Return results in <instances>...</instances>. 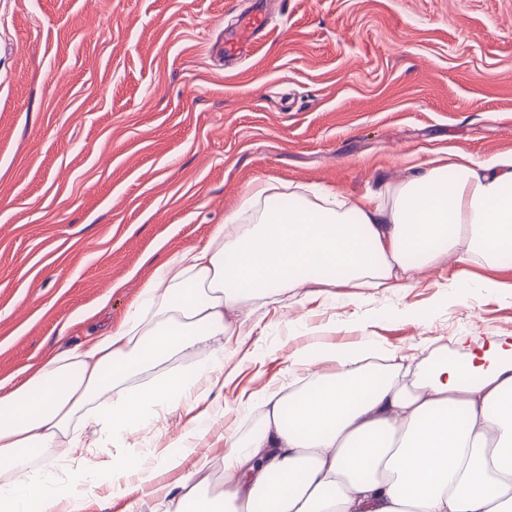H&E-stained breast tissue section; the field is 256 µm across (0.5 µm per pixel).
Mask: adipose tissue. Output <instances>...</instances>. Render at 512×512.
<instances>
[{"instance_id":"adipose-tissue-1","label":"adipose tissue","mask_w":512,"mask_h":512,"mask_svg":"<svg viewBox=\"0 0 512 512\" xmlns=\"http://www.w3.org/2000/svg\"><path fill=\"white\" fill-rule=\"evenodd\" d=\"M394 187L355 198L302 187V204L269 207L257 182L207 239L156 266L116 326L0 380V512H83L88 486L135 476L125 512H512V340L378 364L379 346L314 345L296 384L243 402L262 428L229 437L212 497L206 465L171 491L156 468L195 454L211 418L208 389L244 333L249 302L288 293L332 301L340 288H410L457 257L496 265L512 254V156L452 153L411 165ZM235 225L226 233V225ZM204 357L172 370L174 356ZM334 373H322V364ZM155 377L132 383L134 372ZM197 409L167 447L100 460L129 439ZM42 463L26 468L30 452Z\"/></svg>"}]
</instances>
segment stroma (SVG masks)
Wrapping results in <instances>:
<instances>
[{"label":"stroma","mask_w":512,"mask_h":512,"mask_svg":"<svg viewBox=\"0 0 512 512\" xmlns=\"http://www.w3.org/2000/svg\"><path fill=\"white\" fill-rule=\"evenodd\" d=\"M253 0H0V379L120 322L152 266L255 181L346 195L441 150L512 153V0H272L251 55H223ZM495 289L477 288V279ZM224 353L209 431L260 429L242 396L318 340L413 356L512 336V267L423 268L403 290L257 301Z\"/></svg>","instance_id":"1"}]
</instances>
